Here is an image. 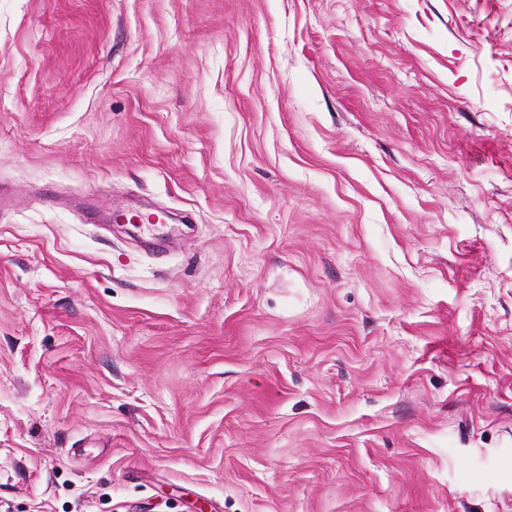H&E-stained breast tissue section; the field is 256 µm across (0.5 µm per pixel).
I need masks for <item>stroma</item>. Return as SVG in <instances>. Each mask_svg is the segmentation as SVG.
<instances>
[{
    "instance_id": "35a3bbf8",
    "label": "stroma",
    "mask_w": 512,
    "mask_h": 512,
    "mask_svg": "<svg viewBox=\"0 0 512 512\" xmlns=\"http://www.w3.org/2000/svg\"><path fill=\"white\" fill-rule=\"evenodd\" d=\"M0 193V512H512V0H0Z\"/></svg>"
}]
</instances>
